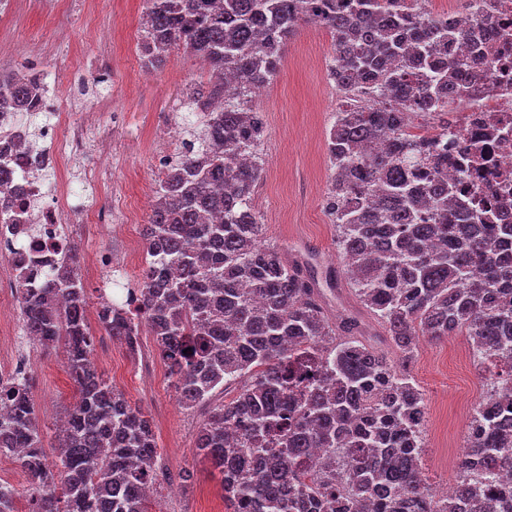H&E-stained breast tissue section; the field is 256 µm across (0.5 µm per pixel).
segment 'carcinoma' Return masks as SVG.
<instances>
[{
    "label": "carcinoma",
    "mask_w": 512,
    "mask_h": 512,
    "mask_svg": "<svg viewBox=\"0 0 512 512\" xmlns=\"http://www.w3.org/2000/svg\"><path fill=\"white\" fill-rule=\"evenodd\" d=\"M145 16L146 69L181 47L211 74L209 87L186 92L185 120L224 86L232 94L193 131L206 159L185 158L156 192L136 317L104 302L101 322L134 354L148 327L179 402L208 407L197 448L221 474L228 508L458 512L423 478L425 398L408 363L422 338L460 335L479 351L488 390L457 465L458 497L471 512H497V473L512 459V253L500 248L512 224L468 213L456 223L448 157L403 131L404 109L454 104L469 84L464 65L443 62L465 30L405 0H146ZM304 20L333 35L329 76L345 91L326 140L340 269L324 289L312 258L285 261L247 205L265 165L252 90L275 77ZM365 88L381 105H358ZM38 93L34 74L0 72L1 108L34 112ZM343 277L372 320L339 304L329 321L327 294ZM22 297L24 335L63 346L78 393L63 407L53 472L28 386L0 384V454L32 479L31 512H151L153 424L89 359L77 253ZM338 454L354 460L343 473Z\"/></svg>",
    "instance_id": "obj_1"
}]
</instances>
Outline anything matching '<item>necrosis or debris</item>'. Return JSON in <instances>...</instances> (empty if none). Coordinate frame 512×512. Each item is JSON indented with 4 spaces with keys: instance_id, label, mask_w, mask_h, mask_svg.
Here are the masks:
<instances>
[{
    "instance_id": "4bbe7bcc",
    "label": "necrosis or debris",
    "mask_w": 512,
    "mask_h": 512,
    "mask_svg": "<svg viewBox=\"0 0 512 512\" xmlns=\"http://www.w3.org/2000/svg\"><path fill=\"white\" fill-rule=\"evenodd\" d=\"M461 19L467 36L448 49L449 58L466 59L475 77L458 105L432 111L408 110L405 123L415 133L434 129L432 144L448 157L449 180L463 179L464 193L456 209L477 211L491 203L490 221L512 224V0H467ZM39 107L55 114L54 122L29 128L17 113L0 110V154L8 156L10 192L0 196V380L30 376L34 369L29 348L20 344L17 329L21 287L17 269L38 265L49 270L66 259L79 238L100 231L117 233L112 212L101 209L89 217L71 218L72 187L58 180L47 189L32 162L22 160L27 146L51 160L81 156L82 126L71 123L70 103L54 82L40 86ZM161 144L152 158L155 181L186 152L184 127L178 115L158 119ZM64 143L56 151V143Z\"/></svg>"
}]
</instances>
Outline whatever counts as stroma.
<instances>
[{
	"label": "stroma",
	"mask_w": 512,
	"mask_h": 512,
	"mask_svg": "<svg viewBox=\"0 0 512 512\" xmlns=\"http://www.w3.org/2000/svg\"><path fill=\"white\" fill-rule=\"evenodd\" d=\"M144 0H57L47 13L25 12L0 21V39L14 51L0 59V70L31 66L52 78H64L59 92L70 102V119L107 101L124 114L121 126L109 116L85 129L87 154L67 163L75 214L98 206L118 210L134 207L138 221L127 230L130 247L143 249L142 229L152 209L144 187L153 176L154 140L150 121L161 112H183L182 86L203 83L208 70L190 51L179 50L158 71H146L139 49L140 16ZM113 29L112 66L100 69L99 32ZM332 37L314 24H303L285 49L280 70L267 92L252 98L266 123L265 172L256 204L267 224L270 242L299 253L313 245L317 274L336 265V229L325 210L322 191L328 190L332 170L326 136L336 109V94L326 75ZM111 140L112 156L105 170L96 167V150ZM468 346L466 337L423 340L410 365L425 394L427 431L422 469L433 488L450 483L454 464L463 451L469 416L486 395L483 373L474 364L456 360ZM62 350L37 352L33 401L38 426L53 457L55 422L63 406L76 400V388L64 365ZM104 377L121 390L131 405L151 417L164 468L190 480L163 482L153 498L156 512H222L224 490L220 475L196 448L203 410L185 409L167 367L155 350L150 333H143L137 354L119 340L109 342V355L100 367Z\"/></svg>",
	"instance_id": "obj_1"
}]
</instances>
